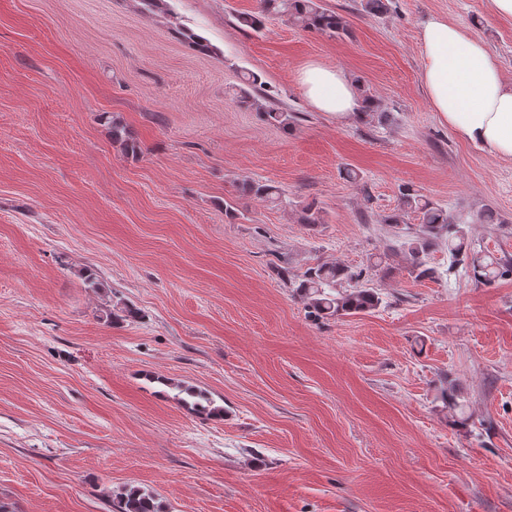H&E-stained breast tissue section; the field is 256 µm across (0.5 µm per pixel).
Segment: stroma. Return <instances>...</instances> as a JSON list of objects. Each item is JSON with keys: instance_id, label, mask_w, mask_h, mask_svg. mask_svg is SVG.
I'll return each mask as SVG.
<instances>
[{"instance_id": "35a3bbf8", "label": "stroma", "mask_w": 512, "mask_h": 512, "mask_svg": "<svg viewBox=\"0 0 512 512\" xmlns=\"http://www.w3.org/2000/svg\"><path fill=\"white\" fill-rule=\"evenodd\" d=\"M358 3L323 0L349 28L331 38L284 16L235 27L258 0H0L11 512H108L130 486L161 512H512V278L461 265L414 280L384 222L409 186L512 257V160L439 121L420 43L444 17L512 82V19L491 0H392L379 17ZM313 60L366 83L391 122L315 111L296 78ZM249 72L292 127L237 107ZM116 120L136 153L113 141ZM244 177L287 204L241 192ZM308 204L317 226L300 221ZM487 208L502 223H477ZM319 262L365 270L382 305L314 321L287 278ZM126 304L138 318L101 320ZM444 378L467 425L439 407ZM179 385L223 417L181 407Z\"/></svg>"}]
</instances>
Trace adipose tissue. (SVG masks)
Segmentation results:
<instances>
[{
    "mask_svg": "<svg viewBox=\"0 0 512 512\" xmlns=\"http://www.w3.org/2000/svg\"><path fill=\"white\" fill-rule=\"evenodd\" d=\"M422 84L441 123L461 140L512 159V84L486 45L435 16L421 32ZM309 104L339 118L357 114L359 94L344 70L309 63L298 73Z\"/></svg>",
    "mask_w": 512,
    "mask_h": 512,
    "instance_id": "obj_1",
    "label": "adipose tissue"
}]
</instances>
